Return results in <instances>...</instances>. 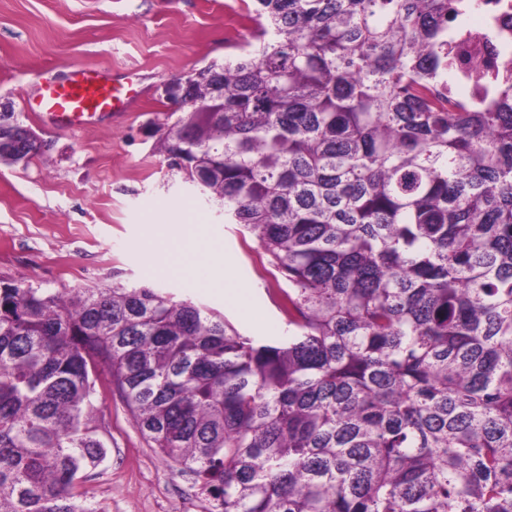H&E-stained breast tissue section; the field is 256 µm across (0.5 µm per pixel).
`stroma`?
<instances>
[{
	"label": "stroma",
	"instance_id": "obj_1",
	"mask_svg": "<svg viewBox=\"0 0 512 512\" xmlns=\"http://www.w3.org/2000/svg\"><path fill=\"white\" fill-rule=\"evenodd\" d=\"M253 28L243 0H0V104L52 143L27 164H0V279L60 293L148 284L222 313L243 334L285 332L284 280L255 238L167 169L153 132L173 111L165 84L236 54ZM78 67L133 77L138 101L83 129L39 121L27 106L40 79ZM175 224L203 228V252L175 253ZM214 255L233 259L245 306L226 296ZM96 388L110 452L84 489L99 512H207L191 476L148 446L107 381Z\"/></svg>",
	"mask_w": 512,
	"mask_h": 512
}]
</instances>
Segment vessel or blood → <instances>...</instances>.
<instances>
[{"label": "vessel or blood", "instance_id": "b4317fda", "mask_svg": "<svg viewBox=\"0 0 512 512\" xmlns=\"http://www.w3.org/2000/svg\"><path fill=\"white\" fill-rule=\"evenodd\" d=\"M135 97V90L121 81L105 80L97 69L87 67L62 80H45L37 113L55 125L76 129L124 111Z\"/></svg>", "mask_w": 512, "mask_h": 512}]
</instances>
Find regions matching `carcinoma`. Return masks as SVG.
<instances>
[{
    "label": "carcinoma",
    "mask_w": 512,
    "mask_h": 512,
    "mask_svg": "<svg viewBox=\"0 0 512 512\" xmlns=\"http://www.w3.org/2000/svg\"><path fill=\"white\" fill-rule=\"evenodd\" d=\"M172 80L163 163L254 236L288 331L152 286L0 280V512H98L96 381L209 512H512V73L460 103L463 0H252ZM41 144L14 112L0 163Z\"/></svg>",
    "instance_id": "1"
}]
</instances>
